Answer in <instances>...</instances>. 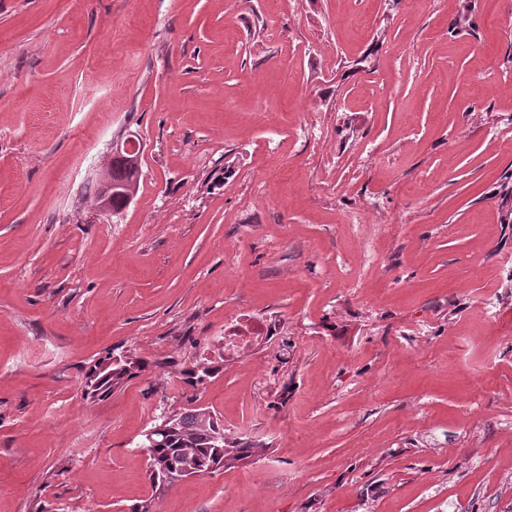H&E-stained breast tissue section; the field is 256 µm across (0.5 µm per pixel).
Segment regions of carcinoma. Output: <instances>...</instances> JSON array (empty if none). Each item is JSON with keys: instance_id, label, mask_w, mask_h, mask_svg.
Returning <instances> with one entry per match:
<instances>
[{"instance_id": "1", "label": "carcinoma", "mask_w": 512, "mask_h": 512, "mask_svg": "<svg viewBox=\"0 0 512 512\" xmlns=\"http://www.w3.org/2000/svg\"><path fill=\"white\" fill-rule=\"evenodd\" d=\"M140 157L127 153L118 147L112 152V159L101 175L94 190V201L101 203L104 195L103 183L112 185L110 205L112 214L120 213L128 202L126 193L132 186H138ZM104 359L97 360L85 373L84 391L94 396H107L124 382L140 376L148 370V363L133 357L122 356L112 367L104 369ZM218 367L195 364L182 371L184 385L195 390L214 376ZM196 396L187 398V406L171 411L167 423L168 431L161 437V443L148 454V476L155 490H160L164 470L190 466L194 470L213 474L224 468L229 461L245 460L257 453V448L248 443H217L213 437L224 431L220 419L203 406L195 405Z\"/></svg>"}]
</instances>
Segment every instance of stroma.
<instances>
[{
  "instance_id": "1",
  "label": "stroma",
  "mask_w": 512,
  "mask_h": 512,
  "mask_svg": "<svg viewBox=\"0 0 512 512\" xmlns=\"http://www.w3.org/2000/svg\"><path fill=\"white\" fill-rule=\"evenodd\" d=\"M511 173L512 0H0V512H512ZM210 361L260 449L154 495ZM125 141L121 143L120 148L117 146L115 151L112 152V159L109 166L101 175L97 187L94 190V201L99 205L105 192L104 189L102 190L103 182L107 181V183L112 185V195L110 196L112 210L107 204L100 206V213L104 216L119 214L128 205L126 201L127 191L130 190L131 186H135V191L138 188L140 156L138 157L137 154L127 153L124 150ZM245 319V320H244ZM242 321L250 322L249 329L248 325H246L245 329L247 330V337L245 340L242 339L244 333L241 331V329H238L237 332H241V334L237 335L235 333L236 330H233V333H229L228 328L224 326V352L230 353L231 351H235L239 348L240 345H243V343H246L247 345H258L268 340L269 334H270V328L268 325H265L263 323L261 324H253L252 321L246 318H242ZM250 330V331H249ZM243 340L245 342H243ZM243 342V343H242ZM110 358V356H106L97 360L86 371L83 384L85 394L99 397L110 395L125 381L138 377L142 372L148 370L146 361L130 355L119 356V362L112 364L110 368L101 369L104 361ZM212 364L213 363H209L206 366L194 364L183 370L182 380L184 385L190 387L192 390L198 389V387L204 385L218 370V367Z\"/></svg>"
}]
</instances>
